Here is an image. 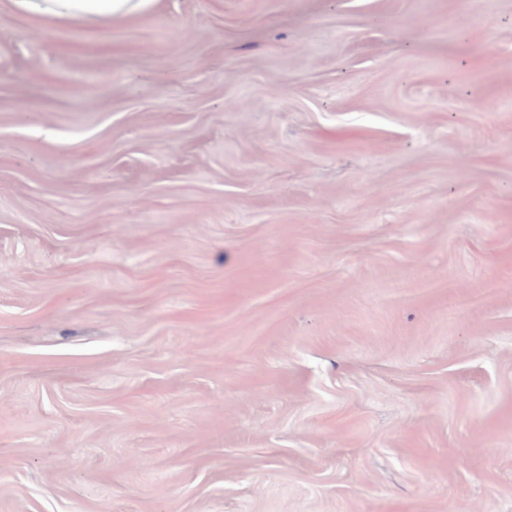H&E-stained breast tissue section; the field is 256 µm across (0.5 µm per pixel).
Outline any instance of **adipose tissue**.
<instances>
[{
  "label": "adipose tissue",
  "mask_w": 512,
  "mask_h": 512,
  "mask_svg": "<svg viewBox=\"0 0 512 512\" xmlns=\"http://www.w3.org/2000/svg\"><path fill=\"white\" fill-rule=\"evenodd\" d=\"M152 0H16L30 15L52 19L106 20L143 10Z\"/></svg>",
  "instance_id": "adipose-tissue-1"
}]
</instances>
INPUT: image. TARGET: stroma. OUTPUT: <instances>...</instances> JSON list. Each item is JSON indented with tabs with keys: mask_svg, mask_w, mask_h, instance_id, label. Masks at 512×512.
Masks as SVG:
<instances>
[{
	"mask_svg": "<svg viewBox=\"0 0 512 512\" xmlns=\"http://www.w3.org/2000/svg\"><path fill=\"white\" fill-rule=\"evenodd\" d=\"M0 512H512V0H0ZM152 0H16L28 15L52 19L106 20L143 10Z\"/></svg>",
	"mask_w": 512,
	"mask_h": 512,
	"instance_id": "stroma-1",
	"label": "stroma"
}]
</instances>
